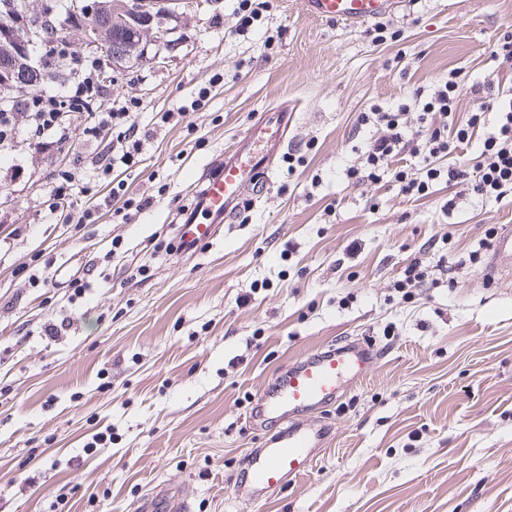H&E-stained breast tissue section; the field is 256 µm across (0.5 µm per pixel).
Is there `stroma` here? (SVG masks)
<instances>
[{
    "label": "stroma",
    "mask_w": 512,
    "mask_h": 512,
    "mask_svg": "<svg viewBox=\"0 0 512 512\" xmlns=\"http://www.w3.org/2000/svg\"><path fill=\"white\" fill-rule=\"evenodd\" d=\"M239 0L177 20L166 66L131 60L94 111L138 103L141 162L122 173L152 206L105 207L81 228L49 213L53 174L91 170L100 141L85 112L63 130L0 144V512H137L166 487L190 512H512V280L482 277L489 228L512 224V196L489 202L440 182L405 200L392 176L352 186L371 105L407 104L451 70L512 95V62L492 59L512 0H406L376 41L267 0L250 31ZM216 74L205 105L191 94ZM295 108L290 151L267 193L195 258L166 250L205 169L223 164L256 112ZM188 107L177 125L163 113ZM451 267L403 298L419 260ZM53 279L42 284L44 272ZM86 281L82 296L76 282ZM58 335H48V327ZM380 357L315 418L330 431L310 472L261 503L236 499L244 456L264 432L253 399L290 360L338 341Z\"/></svg>",
    "instance_id": "obj_1"
}]
</instances>
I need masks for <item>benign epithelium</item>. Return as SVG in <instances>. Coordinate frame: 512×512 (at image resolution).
<instances>
[{
  "mask_svg": "<svg viewBox=\"0 0 512 512\" xmlns=\"http://www.w3.org/2000/svg\"><path fill=\"white\" fill-rule=\"evenodd\" d=\"M203 6V0H108L100 10V17L88 21L76 28L80 34L82 52L99 56L102 78L110 80L111 71L131 58L129 54L107 53V37L112 29L135 26L140 35V52L137 59L149 60L159 65L166 62L165 53L175 45L174 28L169 22L180 14L196 12ZM85 11L83 0H71L68 14L59 18L51 27H69ZM41 38L40 30L33 28L18 30L7 23L0 24V62L8 61L28 65L31 45ZM52 79L46 72H34V79H9L1 76L0 80L10 84L9 100L19 96H29L41 90Z\"/></svg>",
  "mask_w": 512,
  "mask_h": 512,
  "instance_id": "obj_1",
  "label": "benign epithelium"
}]
</instances>
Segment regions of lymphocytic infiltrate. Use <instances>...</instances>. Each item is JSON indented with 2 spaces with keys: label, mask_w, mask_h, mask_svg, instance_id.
Returning a JSON list of instances; mask_svg holds the SVG:
<instances>
[{
  "label": "lymphocytic infiltrate",
  "mask_w": 512,
  "mask_h": 512,
  "mask_svg": "<svg viewBox=\"0 0 512 512\" xmlns=\"http://www.w3.org/2000/svg\"><path fill=\"white\" fill-rule=\"evenodd\" d=\"M460 80L457 72L434 91L420 97L417 126L405 118L406 105L395 108L371 106L359 113L358 126L375 127L376 133L362 151V164L350 167V184L360 186L379 182L385 172H392L404 197L428 195L433 184H467L473 196L499 199L512 193V100H503L491 82H476L470 87L479 103L466 117L456 115ZM95 91L91 79L85 78L63 90L34 98L23 111L0 113V141L23 131L40 136L59 125L62 110L80 112L88 109ZM135 104L114 105L109 111L96 113L85 127V139H99L111 133L112 146L98 162L102 171L129 169L140 162L142 132L134 117ZM496 120L487 123V112ZM477 155L476 172H469L470 155ZM75 175L64 170L54 176L50 212L64 223L90 221L91 209L75 211L72 187Z\"/></svg>",
  "instance_id": "lymphocytic-infiltrate-1"
}]
</instances>
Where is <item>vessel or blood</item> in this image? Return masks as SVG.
Returning <instances> with one entry per match:
<instances>
[{
    "instance_id": "vessel-or-blood-1",
    "label": "vessel or blood",
    "mask_w": 512,
    "mask_h": 512,
    "mask_svg": "<svg viewBox=\"0 0 512 512\" xmlns=\"http://www.w3.org/2000/svg\"><path fill=\"white\" fill-rule=\"evenodd\" d=\"M304 12L314 18L365 25L394 13L399 0H301ZM293 113L282 107L262 113L255 127L264 131L262 143L245 136L239 149L225 155L223 166L205 173L197 203L206 222L179 225L174 246L180 256L194 257L219 241L224 225L246 200L260 199L275 172V160L288 145ZM512 256V225H501L483 269L485 280L502 278L503 257ZM380 355L374 343L342 341L327 349L300 356L282 369L254 399L253 420L272 421L279 428L262 448L249 454L246 477L234 486L237 496L268 499L271 491L306 475L315 450L329 437L327 430L308 421V413L336 402L344 390L362 379Z\"/></svg>"
}]
</instances>
